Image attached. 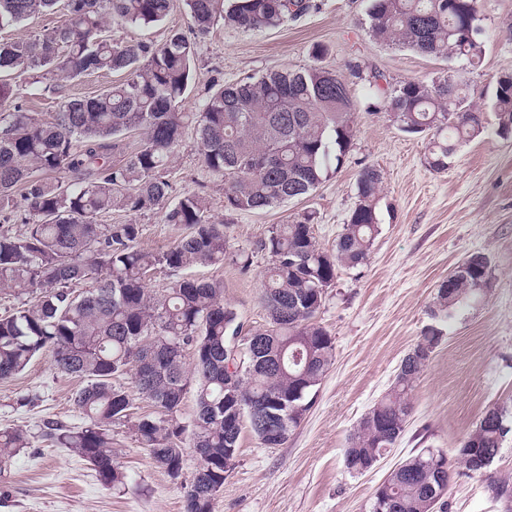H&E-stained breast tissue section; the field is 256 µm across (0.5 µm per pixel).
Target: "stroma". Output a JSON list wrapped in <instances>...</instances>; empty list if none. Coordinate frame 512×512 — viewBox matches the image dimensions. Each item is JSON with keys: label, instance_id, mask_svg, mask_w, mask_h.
Listing matches in <instances>:
<instances>
[{"label": "stroma", "instance_id": "35a3bbf8", "mask_svg": "<svg viewBox=\"0 0 512 512\" xmlns=\"http://www.w3.org/2000/svg\"><path fill=\"white\" fill-rule=\"evenodd\" d=\"M308 12L280 27L245 33L217 22L197 42L185 111H196L209 89L252 76L312 62L314 45L327 48V68L350 77L357 134L346 160L302 200L264 211L229 213L224 180L208 172L194 129H187L170 165L175 194L204 196L215 221L224 223L232 250L251 261L248 273L232 264L197 267L189 277L218 281L224 299L245 327L266 322L260 300L267 255L258 244L269 227L304 211L317 213L320 247L334 249L357 198V177L366 166L379 169L383 186L377 205L379 233L368 261L341 269L317 320L335 339V360L314 402L286 444L262 447L250 431L240 438L238 462L225 476L213 512H371L376 488L401 458L421 448L452 451L493 407L512 420V136L497 133L493 81L512 72V0H479L485 54L479 67L441 61L374 40L366 28L368 0H309ZM191 34L185 0H170L163 22L137 28L108 23L110 38L163 43L170 31ZM388 88L415 79L446 75L467 84L470 101L483 112L481 135L459 143L443 171L426 164L429 139L398 130L385 110L369 111L377 93L372 73ZM122 72L95 73L62 83L56 91L25 83L19 102L37 119L52 121L61 101L95 95L125 80ZM101 223L133 222L139 244L148 249L174 245L186 232L166 224L154 210L102 214ZM488 261V281L479 300L456 307L442 323L443 336L410 395L412 413L403 438L370 472L354 476L344 450L360 419L389 391L403 358L432 325L430 309L439 285L470 254ZM82 379L61 374L51 352L40 354L21 374L0 382V429L26 428L29 447L0 467V512H186L187 486L198 459L192 450L196 389L188 387L178 413L184 428L182 476L171 479L150 460L126 422L112 426V449L126 478L103 487L77 455L54 447L44 436L47 423L69 428L85 419L73 404ZM512 481V433L486 476L457 466L445 496L447 512H512V499L492 493L490 480Z\"/></svg>", "mask_w": 512, "mask_h": 512}]
</instances>
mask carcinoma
<instances>
[{
  "mask_svg": "<svg viewBox=\"0 0 512 512\" xmlns=\"http://www.w3.org/2000/svg\"><path fill=\"white\" fill-rule=\"evenodd\" d=\"M196 36L222 20L242 31L279 26L305 13L307 0H186ZM60 0H0V28L56 10ZM478 0H371L368 33L375 40L435 59L462 58L482 63ZM169 0H71L61 24L28 40L0 42V71L19 80L59 83L85 74L124 71L126 79L93 96L61 101L49 123L15 104L17 82L0 81V220L15 217V193H23V232H0V287L39 298L0 316V380L21 373L43 350L52 352L64 375L86 381L73 403L87 424L68 429L46 424V436L86 461L105 487L124 483L112 453V424L130 416L134 396L148 400L158 416L142 415L131 426L152 462L173 479L181 477L183 428L177 413L191 381L197 383L193 447L207 449L186 494V512H212L214 493L224 485V450L239 448L243 427L238 416L264 444L250 413L260 411L276 430L282 418L296 429L313 403L335 357V340L317 321L339 269L355 268L369 257L379 232L377 203L382 173L363 167L357 178L358 203L336 247L322 249L314 235L316 213L305 211L288 224H273L259 242L270 258L262 275L266 324L247 333L234 354L224 350L238 327L237 314L224 302L217 281L179 279L159 297L147 287L151 272H173L226 260L250 271L249 257L231 250L224 225L211 221L209 202L185 192L169 202L168 164L194 126L203 166L224 177V210L272 209L318 188L331 163L341 165L356 136L354 103L347 79L321 65L326 48L315 45L313 64L284 68L212 89L197 112H185L196 57V41L179 31L164 43H128L104 35L107 21L147 27L164 19ZM399 129L410 135L432 132L427 165L448 167L456 142L480 132L483 113L469 104L466 86L409 80L384 97ZM497 130L512 133V74L496 80L493 101ZM129 134L140 146L118 164L108 165L110 149L123 151ZM112 209H158L166 224L187 233L174 246L153 251L139 246L135 223L101 224ZM488 277V263L468 256L460 272L437 289L431 316L446 320L452 310L477 298ZM440 331L424 332L400 364L387 395L361 418L345 448L351 474L374 469L403 436L411 414L409 395L434 351ZM177 350L157 358L144 375L145 354L155 347ZM195 350L194 371L182 351ZM284 355V367L253 370L251 359ZM233 363L235 382L227 364ZM129 374L132 387L115 384ZM501 418L494 422L491 413ZM486 411L461 441L456 457L422 448L389 471L373 502L382 512H436L444 506L448 483L440 475L460 462L466 471L476 459L494 460L508 424L503 411ZM29 447L19 428L0 431V463Z\"/></svg>",
  "mask_w": 512,
  "mask_h": 512,
  "instance_id": "cac0c4a2",
  "label": "carcinoma"
}]
</instances>
